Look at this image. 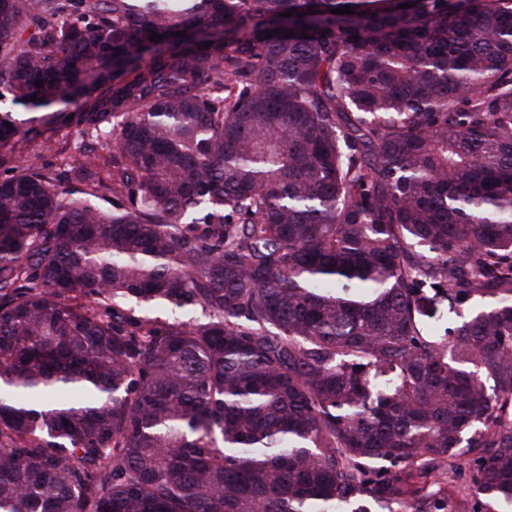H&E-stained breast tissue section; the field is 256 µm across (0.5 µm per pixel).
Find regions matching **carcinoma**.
<instances>
[{
  "label": "carcinoma",
  "mask_w": 512,
  "mask_h": 512,
  "mask_svg": "<svg viewBox=\"0 0 512 512\" xmlns=\"http://www.w3.org/2000/svg\"><path fill=\"white\" fill-rule=\"evenodd\" d=\"M38 3L112 172L0 177V512L512 509V0ZM140 315L151 319H157L159 322H184V321H204L205 317L200 311L189 313L184 310H179L163 305H158L153 308L141 311Z\"/></svg>",
  "instance_id": "obj_1"
}]
</instances>
